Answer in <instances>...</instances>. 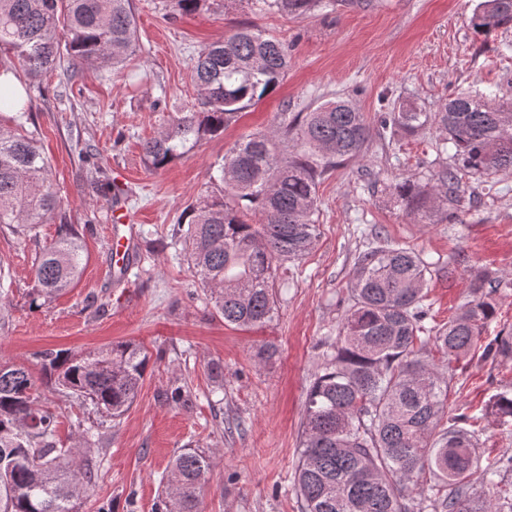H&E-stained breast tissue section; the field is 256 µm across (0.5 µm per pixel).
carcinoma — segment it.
Listing matches in <instances>:
<instances>
[{
	"label": "carcinoma",
	"instance_id": "1",
	"mask_svg": "<svg viewBox=\"0 0 512 512\" xmlns=\"http://www.w3.org/2000/svg\"><path fill=\"white\" fill-rule=\"evenodd\" d=\"M305 15L336 0H255ZM476 33L512 25V0H480L470 18ZM132 0H0V53L36 79L68 58L97 72L136 49ZM288 47L254 27L204 45L190 72L198 102L177 112L143 145L162 168L202 136L224 132L244 109L271 94L288 74ZM413 133L434 124L454 166L422 185L394 186L406 215L419 223L437 207L460 203L466 175L512 169V100L459 93L437 112L401 102L382 120ZM370 138L364 113L348 100H328L283 123L282 138L251 134L217 167L219 194L187 207L181 229L188 263L224 322L248 327L272 319L273 266L296 260L317 237V187L341 162L362 155ZM61 206L53 172L34 133L0 129V231L29 237ZM81 233L60 225L34 270L31 304L40 307L73 287L83 272ZM430 263L412 249L376 240L357 257L348 307L323 367L307 392L294 486L304 512H512L495 477L512 455L480 468L470 417L445 419L447 382L427 358L466 355L495 317L502 281L477 274L473 299L443 325H426ZM482 356L512 357V333L489 340ZM45 384L90 402L115 420L132 406L148 354L131 341L88 353L36 354ZM36 383L23 366L0 363V512H77L93 486L87 461L57 447L56 415L36 405ZM491 414L512 421V390L492 397ZM210 461L193 448L171 460L161 512H200ZM429 473L431 483L419 482Z\"/></svg>",
	"mask_w": 512,
	"mask_h": 512
}]
</instances>
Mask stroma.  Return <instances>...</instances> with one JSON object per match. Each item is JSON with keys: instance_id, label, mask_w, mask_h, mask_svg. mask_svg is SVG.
<instances>
[{"instance_id": "1", "label": "stroma", "mask_w": 512, "mask_h": 512, "mask_svg": "<svg viewBox=\"0 0 512 512\" xmlns=\"http://www.w3.org/2000/svg\"><path fill=\"white\" fill-rule=\"evenodd\" d=\"M479 0H353L335 12L304 16L258 10L250 0H206L180 12L174 0H133L136 53L102 76L63 70L22 77L20 111L0 112V128L37 131L59 185L62 217L34 238L0 231V362L25 364L35 380L39 351L98 350L140 344L149 362L137 398L117 421L74 398L42 388L58 417L60 446L90 460L94 484L78 512H155L160 481L181 449L211 459L203 512H302L293 486L303 405L323 359L321 342L337 333L348 305L357 256L379 235L431 264L430 313L439 323L460 313L471 278L505 281L484 337L512 332V171L467 177L461 203L433 223L406 216L396 184L427 181L449 164L428 125L412 134L381 127L394 103L413 100L435 112L466 91L512 97V26L477 34L469 19ZM254 25L285 42L288 74L276 91L243 111L223 134L205 136L168 165L153 169L142 144L170 115L196 102L193 56L238 27ZM337 96L364 113L371 137L364 154L336 167L318 186V236L301 259L276 263V311L261 326L225 325L192 268L179 226L195 200L215 192L210 169L242 136L277 128L284 112H308ZM119 184L136 217L130 267L115 271L110 247L112 195ZM85 227L78 284L49 304L29 305L40 249L61 221ZM106 302L103 313L91 298ZM276 350L261 358L265 347ZM447 413L476 417V452L489 462L512 451V425L487 412L492 396L512 389V358L474 355L444 368ZM183 387L186 403L165 396ZM96 426L94 449L84 430Z\"/></svg>"}]
</instances>
